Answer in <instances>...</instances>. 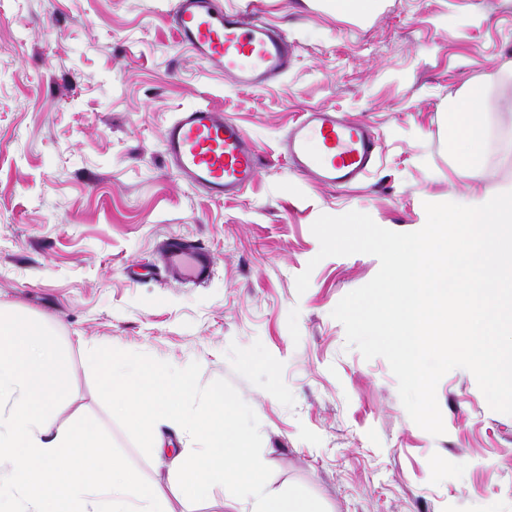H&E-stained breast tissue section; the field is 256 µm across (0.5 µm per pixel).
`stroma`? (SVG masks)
<instances>
[{"label": "stroma", "instance_id": "35a3bbf8", "mask_svg": "<svg viewBox=\"0 0 512 512\" xmlns=\"http://www.w3.org/2000/svg\"><path fill=\"white\" fill-rule=\"evenodd\" d=\"M221 4L298 43L285 76L243 88L199 60L176 40L175 0H0V311L62 343L71 392L56 426L92 417L162 487L167 512H241L222 487L200 505L177 495L176 475L100 400L87 352L195 361L200 385L226 379L254 410L272 490L302 486L327 512H512V415L456 368L436 388L444 434L418 427L388 361L348 346L331 315L378 259L318 258L311 231L359 211L415 232L425 203L470 192L445 116L488 72V124L504 137L484 154L483 185L512 182V0H381L368 17L337 15L333 0ZM195 105L235 118L259 150L240 197L213 199L165 161L164 127ZM321 107L376 132L379 159L356 186L315 184L282 154L288 128ZM170 235L210 250L207 283L160 270Z\"/></svg>", "mask_w": 512, "mask_h": 512}]
</instances>
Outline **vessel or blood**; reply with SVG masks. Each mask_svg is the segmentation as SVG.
I'll use <instances>...</instances> for the list:
<instances>
[{"instance_id":"b4317fda","label":"vessel or blood","mask_w":512,"mask_h":512,"mask_svg":"<svg viewBox=\"0 0 512 512\" xmlns=\"http://www.w3.org/2000/svg\"><path fill=\"white\" fill-rule=\"evenodd\" d=\"M173 28L182 46L244 87L281 78L295 56V42L287 32L261 18L223 9L219 0H177ZM161 142L178 176L212 198L240 195L257 175L260 158L252 138L235 120L211 108L182 109L163 129ZM282 145L295 170L335 187L361 181L379 153L371 126L326 108L302 115ZM161 262L194 284L206 283L214 267L207 248L177 236L165 243Z\"/></svg>"}]
</instances>
